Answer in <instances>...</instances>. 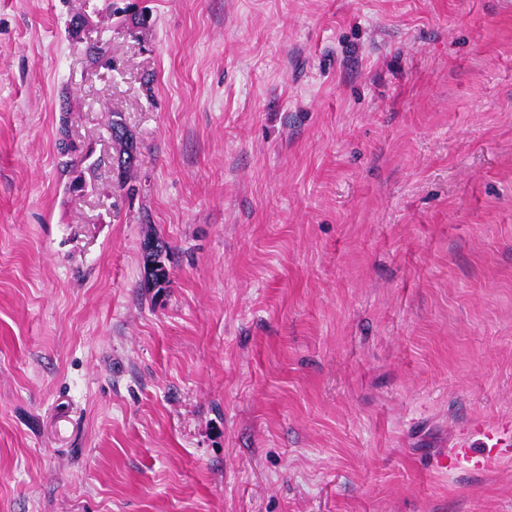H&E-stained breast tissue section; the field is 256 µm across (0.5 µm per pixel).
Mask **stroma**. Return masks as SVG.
<instances>
[{"instance_id": "35a3bbf8", "label": "stroma", "mask_w": 512, "mask_h": 512, "mask_svg": "<svg viewBox=\"0 0 512 512\" xmlns=\"http://www.w3.org/2000/svg\"><path fill=\"white\" fill-rule=\"evenodd\" d=\"M89 4L0 0V512H512V0ZM71 141L72 139L67 132L65 134H60L59 145L63 149H67L70 146ZM61 156V165L63 169L67 172L78 174V176H76L74 180L71 181L69 187L73 189V184L75 181L80 179H84L87 185L86 173H94L95 169H88L87 165L84 163L82 150L73 145L68 148L66 153L62 154ZM154 249L144 251V269L148 281L153 288H167L169 283V270L165 263L167 258V245L154 240ZM509 432L510 422L501 419L461 433L452 441L448 455L441 457L440 468L448 472L461 467L480 473L498 471L509 458V448L503 447ZM473 437L482 450L473 447Z\"/></svg>"}]
</instances>
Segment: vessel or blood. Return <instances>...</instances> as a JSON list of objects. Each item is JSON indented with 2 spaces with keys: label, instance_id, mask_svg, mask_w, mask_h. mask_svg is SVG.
<instances>
[{
  "label": "vessel or blood",
  "instance_id": "b4317fda",
  "mask_svg": "<svg viewBox=\"0 0 512 512\" xmlns=\"http://www.w3.org/2000/svg\"><path fill=\"white\" fill-rule=\"evenodd\" d=\"M511 433L512 422L503 419L467 430L453 440L439 466L448 471L461 467L480 473L498 471L512 456V451L505 446L506 437Z\"/></svg>",
  "mask_w": 512,
  "mask_h": 512
}]
</instances>
